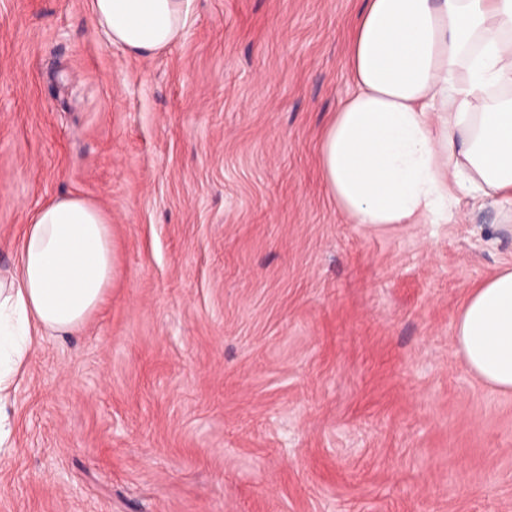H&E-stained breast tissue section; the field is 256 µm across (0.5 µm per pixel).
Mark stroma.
<instances>
[{
	"label": "stroma",
	"instance_id": "stroma-1",
	"mask_svg": "<svg viewBox=\"0 0 512 512\" xmlns=\"http://www.w3.org/2000/svg\"><path fill=\"white\" fill-rule=\"evenodd\" d=\"M360 0H193L140 57L88 0H0V269L44 204L110 217L112 285L28 357L0 512H512V392L454 328L512 204L369 228L323 184Z\"/></svg>",
	"mask_w": 512,
	"mask_h": 512
}]
</instances>
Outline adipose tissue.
<instances>
[{"instance_id":"adipose-tissue-1","label":"adipose tissue","mask_w":512,"mask_h":512,"mask_svg":"<svg viewBox=\"0 0 512 512\" xmlns=\"http://www.w3.org/2000/svg\"><path fill=\"white\" fill-rule=\"evenodd\" d=\"M192 0H88L107 39L148 56L174 43ZM354 90L325 128L319 166L355 223L437 224L457 195L512 199V0H363L346 58ZM112 231L95 203L42 206L0 274V447L6 408L46 332L104 301ZM468 371L512 392V267L477 288L455 325Z\"/></svg>"}]
</instances>
